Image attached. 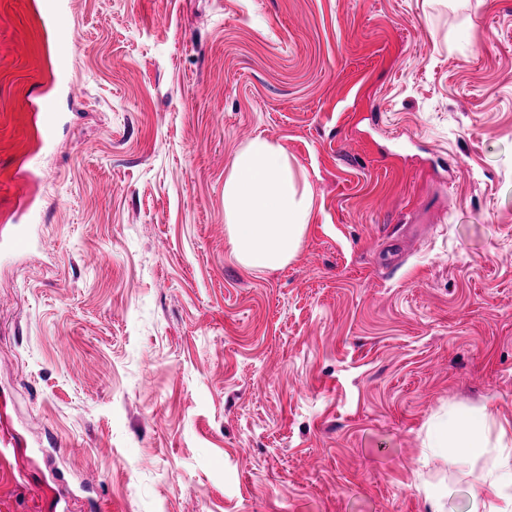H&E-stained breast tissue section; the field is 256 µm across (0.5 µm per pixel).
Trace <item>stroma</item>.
I'll list each match as a JSON object with an SVG mask.
<instances>
[{
    "instance_id": "1",
    "label": "stroma",
    "mask_w": 512,
    "mask_h": 512,
    "mask_svg": "<svg viewBox=\"0 0 512 512\" xmlns=\"http://www.w3.org/2000/svg\"><path fill=\"white\" fill-rule=\"evenodd\" d=\"M258 135L316 207L250 273L224 177ZM486 403L512 421V0H0V512L463 507L422 438ZM423 489L432 512H458L453 501L454 493L449 486L425 483Z\"/></svg>"
}]
</instances>
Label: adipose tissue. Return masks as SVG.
<instances>
[{
	"mask_svg": "<svg viewBox=\"0 0 512 512\" xmlns=\"http://www.w3.org/2000/svg\"><path fill=\"white\" fill-rule=\"evenodd\" d=\"M315 197L304 168L263 136L242 146L224 178V223L230 253L245 270L287 266L312 221ZM426 461L451 470L481 464L467 512H512V422L490 406L451 409L428 425Z\"/></svg>",
	"mask_w": 512,
	"mask_h": 512,
	"instance_id": "1",
	"label": "adipose tissue"
}]
</instances>
